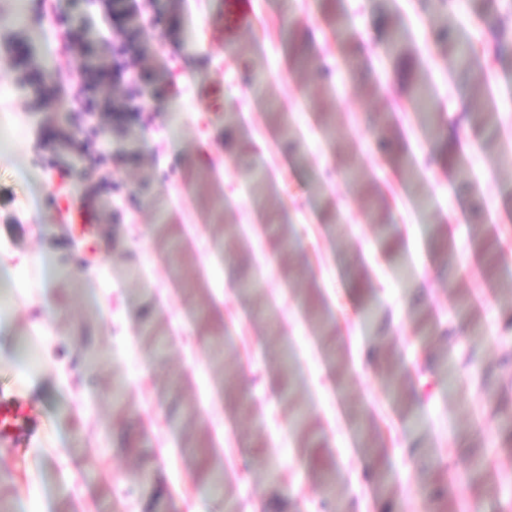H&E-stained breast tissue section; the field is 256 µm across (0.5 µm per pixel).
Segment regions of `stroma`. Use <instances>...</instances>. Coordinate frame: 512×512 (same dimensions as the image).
<instances>
[{
    "instance_id": "35a3bbf8",
    "label": "stroma",
    "mask_w": 512,
    "mask_h": 512,
    "mask_svg": "<svg viewBox=\"0 0 512 512\" xmlns=\"http://www.w3.org/2000/svg\"><path fill=\"white\" fill-rule=\"evenodd\" d=\"M220 0H0V113L23 135L0 157V267L15 289L0 299V401L25 402L13 442H0V512H324L323 475L357 512H429L423 471L456 512H512V449L486 401L496 391L512 410V62L482 52L471 11L435 0H343L364 66L334 70L323 83L294 65L297 48L336 57V37L319 0H250L253 26L235 42L210 40ZM399 15L419 61L417 80L445 112L461 91L492 94L501 133L495 149L462 129L470 183L432 159V145L399 80L378 25ZM447 25L477 47L471 81L452 77L436 36ZM90 33L112 72L132 62L141 84L111 80L107 109L87 119L75 81L82 58L72 37ZM221 86L239 113L224 138V109L208 92ZM392 112V138L423 165L429 209L395 175L374 142V115ZM328 113L335 130L318 122ZM303 141L289 151L281 125ZM214 153L194 158L201 143ZM351 152L359 180L340 171L333 146ZM326 177L317 197L312 174ZM383 195L400 225L398 261L382 253L362 207L366 188ZM92 209L96 229L74 231L64 209ZM341 221L330 220V211ZM455 243L436 268L431 230ZM290 231L303 272L283 273L275 244ZM497 239L501 260L488 278L474 239ZM60 254L53 278L37 259ZM258 269L255 301L224 278L230 261ZM364 271L385 325L376 337L348 284ZM478 310L481 335L458 324L460 298ZM425 307L448 338L418 336ZM383 340L402 361L407 394L390 393L361 352ZM443 360L431 378L428 361ZM344 379H337V365ZM125 385L123 404L112 398ZM416 427L403 414L405 400ZM303 414L309 431L299 440ZM476 439H468V432ZM378 445L395 489L380 497L366 440ZM431 450L414 454L416 444ZM485 458L481 485L468 479L469 452ZM224 476L223 494L211 478Z\"/></svg>"
}]
</instances>
